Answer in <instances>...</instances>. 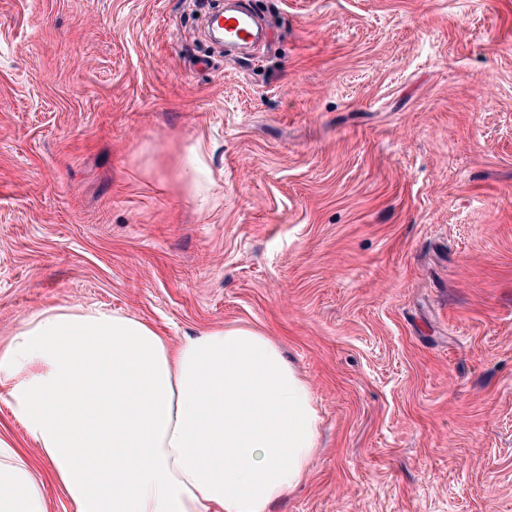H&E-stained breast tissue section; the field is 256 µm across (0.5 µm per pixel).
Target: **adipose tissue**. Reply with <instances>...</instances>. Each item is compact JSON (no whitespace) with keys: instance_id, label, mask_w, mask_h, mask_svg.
Returning <instances> with one entry per match:
<instances>
[{"instance_id":"1","label":"adipose tissue","mask_w":512,"mask_h":512,"mask_svg":"<svg viewBox=\"0 0 512 512\" xmlns=\"http://www.w3.org/2000/svg\"><path fill=\"white\" fill-rule=\"evenodd\" d=\"M2 383L75 512H270L317 447L309 385L250 328L174 345L117 311L39 309L0 347ZM0 512H46L1 437Z\"/></svg>"}]
</instances>
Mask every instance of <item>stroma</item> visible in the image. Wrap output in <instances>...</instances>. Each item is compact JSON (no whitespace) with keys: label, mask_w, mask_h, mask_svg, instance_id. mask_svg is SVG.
<instances>
[{"label":"stroma","mask_w":512,"mask_h":512,"mask_svg":"<svg viewBox=\"0 0 512 512\" xmlns=\"http://www.w3.org/2000/svg\"><path fill=\"white\" fill-rule=\"evenodd\" d=\"M247 4L259 58L200 0H0V345L254 328L321 417L271 512H512V0ZM0 436L74 512L3 398Z\"/></svg>","instance_id":"obj_1"}]
</instances>
